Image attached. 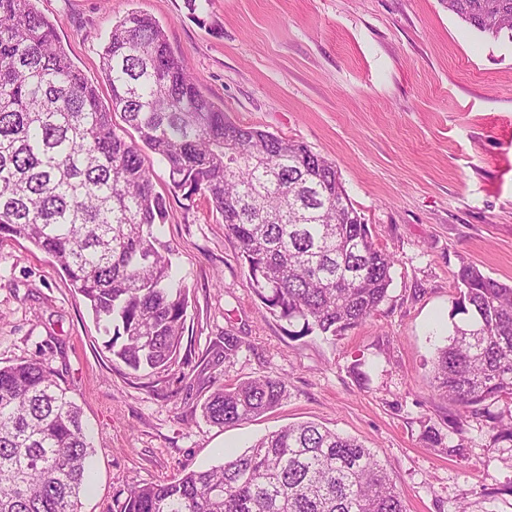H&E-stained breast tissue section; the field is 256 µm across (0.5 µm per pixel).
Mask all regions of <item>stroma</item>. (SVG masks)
<instances>
[{
    "mask_svg": "<svg viewBox=\"0 0 512 512\" xmlns=\"http://www.w3.org/2000/svg\"><path fill=\"white\" fill-rule=\"evenodd\" d=\"M70 57L101 85L117 20L150 15L203 94L231 119L306 144L333 162L375 243L394 259L387 299L334 338L293 336L255 296L236 241L204 200L171 193L159 237L189 287L175 365L133 372L56 261L0 241V364L38 358L83 410L96 453L82 512H117L129 490L223 463L292 422L363 441L407 512H512V400L460 420L430 384L470 262L512 285V39L470 29L442 0H38ZM239 336L234 363L218 359ZM284 378L272 411L224 428L201 406L215 380ZM440 444H431L427 430Z\"/></svg>",
    "mask_w": 512,
    "mask_h": 512,
    "instance_id": "obj_1",
    "label": "stroma"
}]
</instances>
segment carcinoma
<instances>
[{
    "label": "carcinoma",
    "instance_id": "carcinoma-1",
    "mask_svg": "<svg viewBox=\"0 0 512 512\" xmlns=\"http://www.w3.org/2000/svg\"><path fill=\"white\" fill-rule=\"evenodd\" d=\"M475 31L512 39V0H443ZM102 103L35 0H0V238L56 259L101 325L112 359L164 371L177 357L188 287L155 234L174 192L224 221L256 296L299 335L338 336L388 296L393 257L373 241L335 164L297 141L234 122L200 90L163 28L130 13L100 53ZM134 131L116 132L113 114ZM455 279L461 310L433 360L432 387L468 411L512 399V285L472 264ZM241 340L224 333V361ZM286 382L263 375L216 387L207 422L231 427L277 407ZM94 453L81 410L37 358L0 366V512H81ZM119 512H406L386 467L354 438L288 424L224 464L131 489Z\"/></svg>",
    "mask_w": 512,
    "mask_h": 512
}]
</instances>
